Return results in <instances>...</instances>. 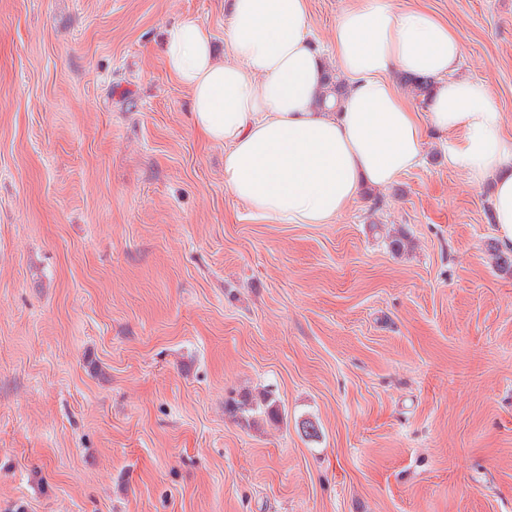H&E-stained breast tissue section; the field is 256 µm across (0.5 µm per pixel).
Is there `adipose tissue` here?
<instances>
[{"mask_svg":"<svg viewBox=\"0 0 512 512\" xmlns=\"http://www.w3.org/2000/svg\"><path fill=\"white\" fill-rule=\"evenodd\" d=\"M220 59L212 32L185 19L168 28V74L191 96L192 125L224 148V184L256 217L331 224L348 205L422 162L425 129L455 134L454 166L491 184L493 221L512 247V138L487 87L459 75L461 47L428 11L352 0L336 20L333 53L312 42L308 0H229ZM346 92L336 111L318 100L328 70ZM427 79V119L399 83Z\"/></svg>","mask_w":512,"mask_h":512,"instance_id":"adipose-tissue-1","label":"adipose tissue"}]
</instances>
